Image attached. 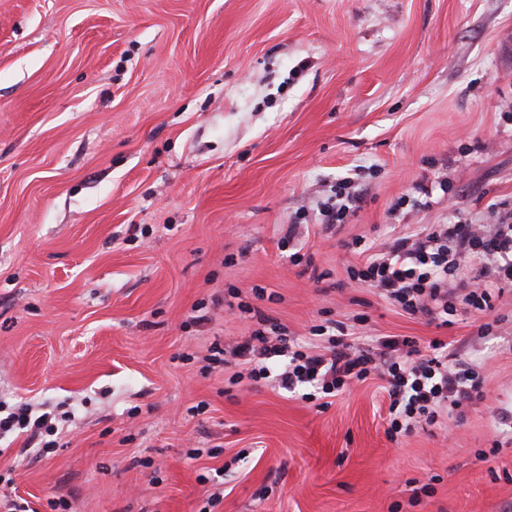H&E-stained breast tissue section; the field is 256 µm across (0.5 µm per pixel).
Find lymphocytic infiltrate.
<instances>
[{"label": "lymphocytic infiltrate", "mask_w": 512, "mask_h": 512, "mask_svg": "<svg viewBox=\"0 0 512 512\" xmlns=\"http://www.w3.org/2000/svg\"><path fill=\"white\" fill-rule=\"evenodd\" d=\"M488 218L485 224H429L376 246L355 240L354 248L367 259L350 267L349 276L436 328L451 327L463 310L481 317L478 333H491L495 325L487 317L504 289L512 288V205L490 204ZM311 332L325 337V345L306 348L287 333L271 338L258 332L239 342L230 356L247 366V378L254 382L267 378L269 359L283 358L278 380L290 391L309 384L334 396L370 376L383 379L389 397L386 434L393 440L485 398L479 365L457 361L442 340H432L431 354L423 355L414 339L380 336L375 352L368 353L354 348L346 330L329 335L315 325ZM12 431L43 439L57 428L51 413L36 416L22 405L0 417V435Z\"/></svg>", "instance_id": "lymphocytic-infiltrate-1"}]
</instances>
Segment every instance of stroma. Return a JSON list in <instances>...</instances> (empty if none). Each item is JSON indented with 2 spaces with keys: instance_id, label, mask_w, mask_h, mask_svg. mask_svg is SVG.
<instances>
[{
  "instance_id": "35a3bbf8",
  "label": "stroma",
  "mask_w": 512,
  "mask_h": 512,
  "mask_svg": "<svg viewBox=\"0 0 512 512\" xmlns=\"http://www.w3.org/2000/svg\"><path fill=\"white\" fill-rule=\"evenodd\" d=\"M511 108L512 0H0V402L73 414L52 453L0 439V474L40 512H512V291L495 335L439 330L345 247L512 202ZM345 177L360 208L322 230ZM256 287L303 342H459L486 398L393 442L380 378L324 408L237 388L206 358Z\"/></svg>"
}]
</instances>
